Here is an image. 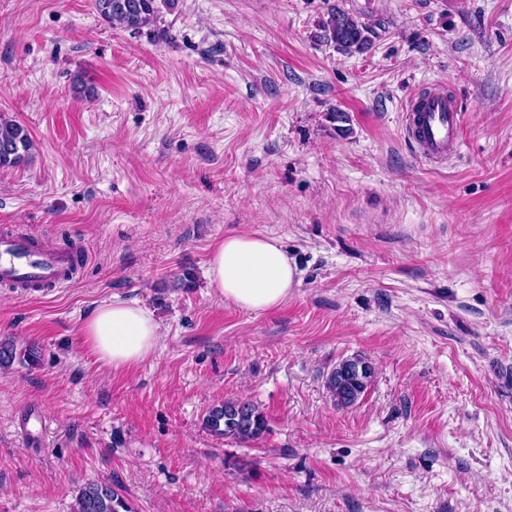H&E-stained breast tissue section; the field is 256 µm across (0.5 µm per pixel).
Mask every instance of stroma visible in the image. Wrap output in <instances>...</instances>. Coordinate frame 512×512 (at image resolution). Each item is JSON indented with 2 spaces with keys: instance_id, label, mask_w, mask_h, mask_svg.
Instances as JSON below:
<instances>
[{
  "instance_id": "obj_1",
  "label": "stroma",
  "mask_w": 512,
  "mask_h": 512,
  "mask_svg": "<svg viewBox=\"0 0 512 512\" xmlns=\"http://www.w3.org/2000/svg\"><path fill=\"white\" fill-rule=\"evenodd\" d=\"M331 3L370 51L317 40ZM157 4L133 34L93 0H0V114L35 143L0 169V229L85 255L63 287L0 286V338L39 355L0 370V512H73L89 481L135 512H512V0ZM435 83L465 114L442 164L404 131ZM230 233L296 265L279 307L209 288ZM115 299L161 326L129 369L81 336ZM349 358L373 375L341 409ZM226 400L259 439L205 427ZM213 433L239 440H253L266 431V419L251 401H224L212 407L204 419Z\"/></svg>"
}]
</instances>
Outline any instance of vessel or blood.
<instances>
[{
	"label": "vessel or blood",
	"mask_w": 512,
	"mask_h": 512,
	"mask_svg": "<svg viewBox=\"0 0 512 512\" xmlns=\"http://www.w3.org/2000/svg\"><path fill=\"white\" fill-rule=\"evenodd\" d=\"M462 110L447 90L433 86L415 93L406 108L405 132L427 160H441L461 143ZM75 257L33 244L27 234L0 232V283L61 287Z\"/></svg>",
	"instance_id": "obj_1"
}]
</instances>
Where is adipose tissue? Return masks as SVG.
<instances>
[{
    "label": "adipose tissue",
    "mask_w": 512,
    "mask_h": 512,
    "mask_svg": "<svg viewBox=\"0 0 512 512\" xmlns=\"http://www.w3.org/2000/svg\"><path fill=\"white\" fill-rule=\"evenodd\" d=\"M206 275L209 287L224 301L260 312L287 299L298 272L276 239L235 233L215 245ZM82 335L99 362L119 369L140 364L154 354L160 326L144 306L115 300L96 309Z\"/></svg>",
    "instance_id": "obj_1"
}]
</instances>
